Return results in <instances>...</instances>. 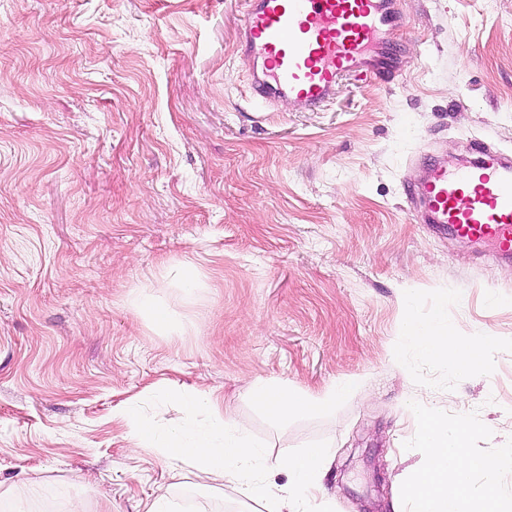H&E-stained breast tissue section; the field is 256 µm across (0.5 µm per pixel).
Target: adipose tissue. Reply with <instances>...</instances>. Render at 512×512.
<instances>
[{"label":"adipose tissue","instance_id":"obj_1","mask_svg":"<svg viewBox=\"0 0 512 512\" xmlns=\"http://www.w3.org/2000/svg\"><path fill=\"white\" fill-rule=\"evenodd\" d=\"M403 338L417 345L430 361L447 365L462 376H482L493 362L491 341L448 334L410 316L405 319ZM356 388V380L351 379L315 395L257 381L249 394L257 408L277 422L291 414L328 411L338 397ZM182 403L187 425L164 432L144 421L134 407L122 408L120 415L135 446L153 449L173 468L194 467L217 486L232 487L242 502L265 504L267 512H306L321 485L327 448L310 444L297 454H285L271 462L260 444L224 416L213 393L186 395ZM418 413L427 461L405 487L413 512H506L493 481L495 464L468 449L475 426L464 419H448L425 406ZM272 467L287 471V486L277 490L269 484L265 473ZM477 472L487 477L480 488L472 482Z\"/></svg>","mask_w":512,"mask_h":512}]
</instances>
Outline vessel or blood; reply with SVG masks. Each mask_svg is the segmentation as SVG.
Wrapping results in <instances>:
<instances>
[{
  "mask_svg": "<svg viewBox=\"0 0 512 512\" xmlns=\"http://www.w3.org/2000/svg\"><path fill=\"white\" fill-rule=\"evenodd\" d=\"M402 23L398 0H244L238 49L261 63L249 93L269 108L289 98L299 111L315 112L332 102L343 74L392 83L398 69L389 47H368ZM471 154L463 168L425 162L409 200L424 205L428 223L511 261L512 156L481 140Z\"/></svg>",
  "mask_w": 512,
  "mask_h": 512,
  "instance_id": "1",
  "label": "vessel or blood"
}]
</instances>
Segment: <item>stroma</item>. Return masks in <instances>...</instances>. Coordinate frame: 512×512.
Returning <instances> with one entry per match:
<instances>
[{"mask_svg":"<svg viewBox=\"0 0 512 512\" xmlns=\"http://www.w3.org/2000/svg\"><path fill=\"white\" fill-rule=\"evenodd\" d=\"M398 78L332 103L246 95L241 0H0V483L28 512H237L134 449L117 407L180 424L215 391L270 456L331 460L313 512H410L418 408L476 426L512 499V263L424 223L418 158L512 154V0H399ZM154 295L180 332L132 307ZM495 343L477 379L402 344L406 315ZM256 379L333 409L272 423Z\"/></svg>","mask_w":512,"mask_h":512,"instance_id":"obj_1","label":"stroma"}]
</instances>
